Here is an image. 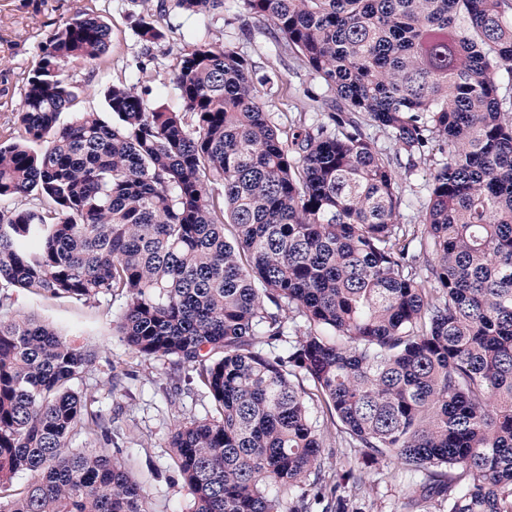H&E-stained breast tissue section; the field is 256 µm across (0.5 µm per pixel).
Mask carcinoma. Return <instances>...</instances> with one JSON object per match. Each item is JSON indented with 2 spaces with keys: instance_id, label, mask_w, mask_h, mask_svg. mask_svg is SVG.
Segmentation results:
<instances>
[{
  "instance_id": "cac0c4a2",
  "label": "carcinoma",
  "mask_w": 512,
  "mask_h": 512,
  "mask_svg": "<svg viewBox=\"0 0 512 512\" xmlns=\"http://www.w3.org/2000/svg\"><path fill=\"white\" fill-rule=\"evenodd\" d=\"M140 2L148 56L166 32ZM240 2L331 87L329 111L280 132L251 61L194 33L169 78L184 111L128 77L105 89L112 123L64 124L66 64L112 63L85 9L0 130V201L22 200L0 211V288L121 297L126 344L193 373L211 410L167 442L191 512H282L284 493L288 512H350L382 458L411 473L400 512H512V0ZM368 126L411 167L442 156L423 227L401 222ZM91 363L0 313V512H150L125 461L73 446L112 436L78 390ZM332 424L363 452L329 472Z\"/></svg>"
}]
</instances>
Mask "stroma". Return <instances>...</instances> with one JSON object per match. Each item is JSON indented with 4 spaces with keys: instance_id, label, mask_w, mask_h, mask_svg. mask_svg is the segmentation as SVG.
<instances>
[{
    "instance_id": "stroma-1",
    "label": "stroma",
    "mask_w": 512,
    "mask_h": 512,
    "mask_svg": "<svg viewBox=\"0 0 512 512\" xmlns=\"http://www.w3.org/2000/svg\"><path fill=\"white\" fill-rule=\"evenodd\" d=\"M88 6L112 26V68L103 73L80 60L68 63V73L81 86L77 111L105 112L102 90L106 83L133 73L150 102L182 111L183 104L168 80L187 48L182 38L186 30L235 47L250 59L258 75L269 76V83L261 88L262 101L281 131L312 123L323 104L334 98L319 75L278 46L272 30L249 17L239 4L206 18L166 16L167 38L146 57L134 34L142 11L136 0H0V128L11 126L23 106L22 78L38 62L42 42ZM433 166V159L421 158L412 169L400 170L402 223L422 222L425 184ZM121 305L120 299L109 296L84 302L0 289L4 310L50 323L62 336L94 348L95 360L79 388L89 407L111 417L120 432L113 441L97 440L96 448L129 461L148 494L152 512H188L190 500L165 439L180 423L204 417L209 397L195 383L174 391L168 366L141 358L122 341L113 325ZM116 373L123 379L120 391L114 392L109 381ZM367 480L372 491L364 504L366 512H395L407 475L386 459L369 471Z\"/></svg>"
}]
</instances>
